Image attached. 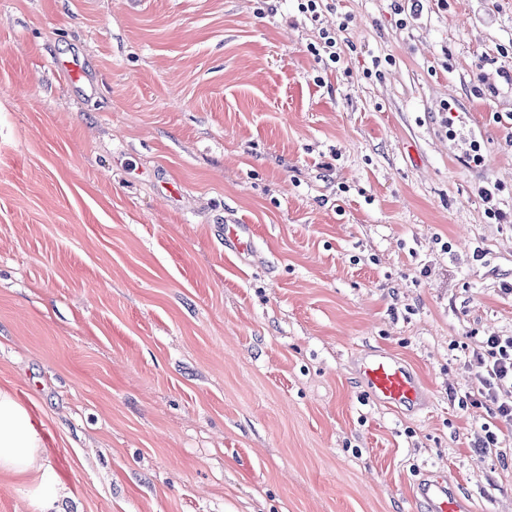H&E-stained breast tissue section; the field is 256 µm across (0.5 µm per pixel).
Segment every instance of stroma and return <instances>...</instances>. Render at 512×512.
<instances>
[{
	"mask_svg": "<svg viewBox=\"0 0 512 512\" xmlns=\"http://www.w3.org/2000/svg\"><path fill=\"white\" fill-rule=\"evenodd\" d=\"M510 284L512 0H0V389L45 447L0 512H427L432 471L512 512ZM252 228L248 224H225L224 244H228L237 251H243L251 237ZM476 361L477 393L500 416H512V337L490 336L482 342ZM360 373L372 395L390 408L418 399L419 391L413 376L387 353L377 352L365 359ZM35 492L40 512H66L64 501L58 490L48 489L41 483Z\"/></svg>",
	"mask_w": 512,
	"mask_h": 512,
	"instance_id": "obj_1",
	"label": "stroma"
}]
</instances>
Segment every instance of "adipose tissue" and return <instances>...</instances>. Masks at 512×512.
Wrapping results in <instances>:
<instances>
[{"label": "adipose tissue", "instance_id": "adipose-tissue-1", "mask_svg": "<svg viewBox=\"0 0 512 512\" xmlns=\"http://www.w3.org/2000/svg\"><path fill=\"white\" fill-rule=\"evenodd\" d=\"M42 452L36 420L9 391L0 389V471L25 474L35 470Z\"/></svg>", "mask_w": 512, "mask_h": 512}]
</instances>
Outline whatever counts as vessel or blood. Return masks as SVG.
Listing matches in <instances>:
<instances>
[{"mask_svg": "<svg viewBox=\"0 0 512 512\" xmlns=\"http://www.w3.org/2000/svg\"><path fill=\"white\" fill-rule=\"evenodd\" d=\"M247 224H228L224 227V240L235 250H244L251 237ZM360 373L372 395L388 407L397 408L416 402L419 396L413 376L391 355L378 352L361 365ZM420 497L430 512H471L463 498L448 490L441 478H434L419 488Z\"/></svg>", "mask_w": 512, "mask_h": 512, "instance_id": "vessel-or-blood-1", "label": "vessel or blood"}]
</instances>
